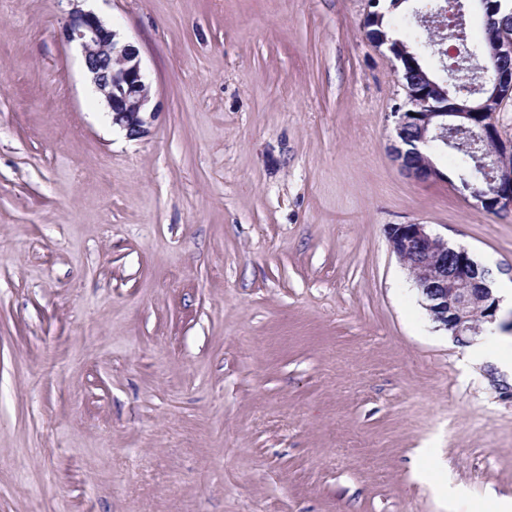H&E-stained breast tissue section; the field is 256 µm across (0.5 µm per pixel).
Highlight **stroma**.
I'll return each mask as SVG.
<instances>
[{"instance_id":"1","label":"stroma","mask_w":512,"mask_h":512,"mask_svg":"<svg viewBox=\"0 0 512 512\" xmlns=\"http://www.w3.org/2000/svg\"><path fill=\"white\" fill-rule=\"evenodd\" d=\"M143 133L0 0V512L512 505V402L431 320L391 224L512 286V216L390 156L405 93L368 0H93Z\"/></svg>"}]
</instances>
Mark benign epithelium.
I'll return each mask as SVG.
<instances>
[{
    "instance_id": "benign-epithelium-1",
    "label": "benign epithelium",
    "mask_w": 512,
    "mask_h": 512,
    "mask_svg": "<svg viewBox=\"0 0 512 512\" xmlns=\"http://www.w3.org/2000/svg\"><path fill=\"white\" fill-rule=\"evenodd\" d=\"M404 3L371 0L366 14L370 30L367 38L375 46L389 45L400 63L398 73L406 94L405 108L394 113L398 145L395 159L408 175L421 181H436L442 173L428 156L433 142L448 127L471 132L483 143L494 142L504 154L512 152V141L500 134L492 122L495 105L512 97V4L508 0H469V7L481 6L482 53L490 74L477 87L460 96H449L447 86L437 76L416 80L421 57L389 38L380 27L382 17ZM61 38L78 46L83 68L95 90L112 114V123L131 137L143 132L142 114L148 112L150 85L137 49L122 42L100 17L83 9L72 10L64 21ZM121 59L112 68V57ZM489 175L481 182L461 177L477 205L489 212H512V168L502 164L497 154L483 162ZM388 237L392 251L408 270L423 298V305L438 327L458 344H470L497 322L498 300L490 287V272L471 253L455 250L456 264L448 268V240L433 233L426 224H391Z\"/></svg>"
}]
</instances>
